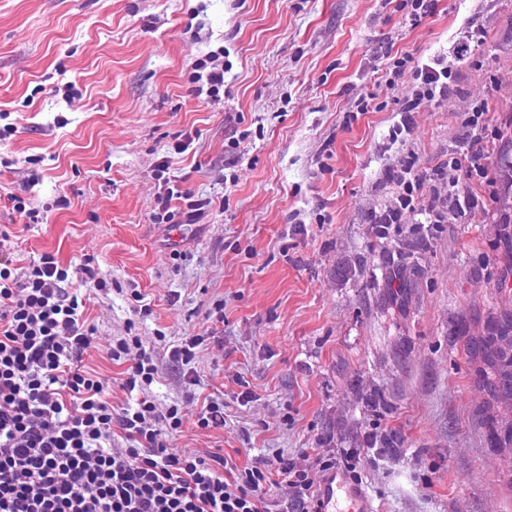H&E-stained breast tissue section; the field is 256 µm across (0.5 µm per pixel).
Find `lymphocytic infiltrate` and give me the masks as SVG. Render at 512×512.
<instances>
[{"mask_svg":"<svg viewBox=\"0 0 512 512\" xmlns=\"http://www.w3.org/2000/svg\"><path fill=\"white\" fill-rule=\"evenodd\" d=\"M447 56L418 67L414 104L446 100ZM50 253L27 266L0 258V512H266L272 481L290 488L294 512H317L307 470L259 457L231 477L223 455L171 448L178 406L149 397L114 412L107 386L80 365L94 343L86 299ZM129 361V388L147 389L159 366L141 339L109 349ZM120 427L126 447L112 445Z\"/></svg>","mask_w":512,"mask_h":512,"instance_id":"obj_1","label":"lymphocytic infiltrate"}]
</instances>
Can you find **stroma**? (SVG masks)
Listing matches in <instances>:
<instances>
[{
	"label": "stroma",
	"instance_id": "stroma-1",
	"mask_svg": "<svg viewBox=\"0 0 512 512\" xmlns=\"http://www.w3.org/2000/svg\"><path fill=\"white\" fill-rule=\"evenodd\" d=\"M409 0H0V226L27 265L92 258L105 290L88 295L95 345L81 364L114 408L135 403L111 344L141 337L161 371L150 394L179 405L180 452L241 469L281 455L320 480L321 462L353 466L378 512H512V483L488 448L483 395L459 316L512 309L491 247L512 189L460 176L425 183L440 224L403 211L389 238L405 166L455 157L495 172L512 144V0H438L418 23ZM480 30L477 41L466 32ZM467 43L447 100L409 108L411 74ZM224 69V99L197 95L199 64ZM76 81L64 100L58 86ZM484 128L467 127L473 103ZM65 125H55V117ZM193 223L156 218L158 166ZM44 211L22 223L13 198ZM421 267L410 278L408 265ZM198 336L191 373L168 353ZM394 405L377 416L372 391ZM224 425L201 428L205 400ZM399 448H364L372 429Z\"/></svg>",
	"mask_w": 512,
	"mask_h": 512
}]
</instances>
